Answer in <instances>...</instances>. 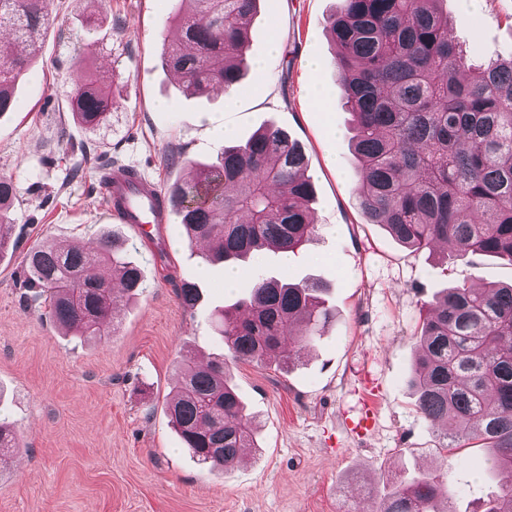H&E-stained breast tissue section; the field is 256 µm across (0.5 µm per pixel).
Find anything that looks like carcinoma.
Listing matches in <instances>:
<instances>
[{
    "label": "carcinoma",
    "instance_id": "1",
    "mask_svg": "<svg viewBox=\"0 0 512 512\" xmlns=\"http://www.w3.org/2000/svg\"><path fill=\"white\" fill-rule=\"evenodd\" d=\"M178 11L181 39L162 48V65L201 94L229 92L241 78L243 48L258 0H190ZM441 0H341L329 33L343 98L355 117L359 205L403 245L448 246L459 258L500 256L512 262V57L471 69L448 34ZM47 0H0V114L30 61L18 47L54 23ZM113 82L86 71L70 99L73 117L98 125L112 106ZM299 143L270 126L226 146L216 162L168 188L193 244L211 245L205 260L235 264L275 246L295 252L314 231L312 182ZM15 200L0 177V228ZM106 263L109 277L87 273ZM29 307L76 336L109 335L112 309L139 294L143 279L119 239L102 234L93 249L39 244L26 256ZM320 282L257 277L250 296L221 315L224 356L179 366L168 415L186 448L203 464L229 466L254 447L251 420L231 382L239 362L287 365L303 339L285 351L282 338L301 326L315 335L333 318ZM410 385L418 411L444 428L453 453L477 441L488 448L501 492L476 512H512V283L446 288L430 303L417 335ZM452 464L393 483L372 512H450Z\"/></svg>",
    "mask_w": 512,
    "mask_h": 512
}]
</instances>
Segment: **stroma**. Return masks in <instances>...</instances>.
Returning <instances> with one entry per match:
<instances>
[{"label": "stroma", "mask_w": 512, "mask_h": 512, "mask_svg": "<svg viewBox=\"0 0 512 512\" xmlns=\"http://www.w3.org/2000/svg\"><path fill=\"white\" fill-rule=\"evenodd\" d=\"M339 5L259 0L238 87L206 97L161 63L179 35L174 0H49L55 24L29 48L17 107L0 114V176L16 187L0 253V419L24 443L0 460V512H353L392 478L436 470L445 451L408 386L425 306L448 286L511 282L512 266L483 255L444 261L367 223L326 34ZM440 9L471 62L512 56V0H443ZM79 68L115 79L112 111L95 129L69 111ZM315 82L326 109L310 102ZM221 124L233 130L229 141L211 135ZM271 124L305 152L316 228L290 262L269 251L254 270L327 283L335 316L288 369L232 368L257 445L213 467L183 447L167 402L178 363L223 355L212 315L250 284L225 287L223 266H205V247L184 241L178 217L148 239L117 223L99 177L128 166L164 189ZM173 152L179 161L166 164ZM112 230L143 288L113 309V334L65 335L27 306L25 256L44 242L85 247ZM187 281L200 290L192 308L178 296ZM454 459L450 507L473 512L498 479L483 449Z\"/></svg>", "instance_id": "35a3bbf8"}]
</instances>
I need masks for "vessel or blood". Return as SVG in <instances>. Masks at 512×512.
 Listing matches in <instances>:
<instances>
[{"label":"vessel or blood","instance_id":"1","mask_svg":"<svg viewBox=\"0 0 512 512\" xmlns=\"http://www.w3.org/2000/svg\"><path fill=\"white\" fill-rule=\"evenodd\" d=\"M100 185L111 204V215L119 223L132 225L139 236L150 235L158 225L167 223L169 211L164 196L139 177L114 168L104 173Z\"/></svg>","mask_w":512,"mask_h":512}]
</instances>
